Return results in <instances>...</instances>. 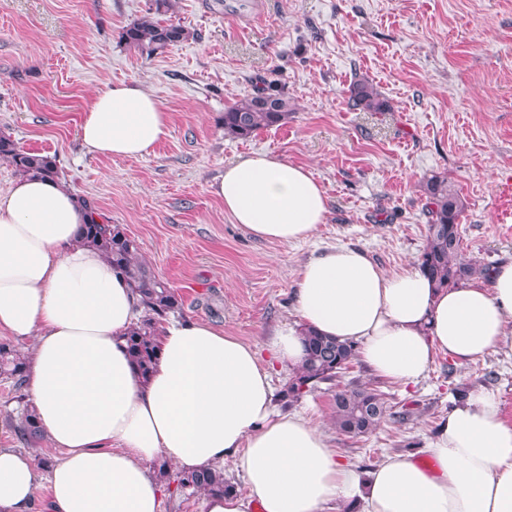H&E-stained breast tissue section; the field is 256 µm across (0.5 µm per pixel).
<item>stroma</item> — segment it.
<instances>
[{"mask_svg":"<svg viewBox=\"0 0 512 512\" xmlns=\"http://www.w3.org/2000/svg\"><path fill=\"white\" fill-rule=\"evenodd\" d=\"M153 0H0V132L24 151L55 158L62 184L118 224L138 256L171 286L176 315L208 322L271 363L269 335L295 319L300 266L333 247L358 248L384 271L417 263L427 238L424 183L447 179L463 203L465 259L512 261V0H172L161 19L186 40L145 57L120 40ZM262 75L294 111L246 139L225 136V106ZM366 80L385 112L350 108ZM134 82L170 116L169 135L138 158L89 153L77 130L103 82ZM266 152L305 166L329 213L307 240L268 243L224 211L211 189L241 154ZM276 408L322 427L355 469L388 454L427 461L455 401L486 388L512 425V347L474 362L436 352L428 374L402 385L356 360L346 381L371 384L391 410L352 438L333 420L330 383L298 400L293 371L272 365ZM20 399L0 378V448H24Z\"/></svg>","mask_w":512,"mask_h":512,"instance_id":"stroma-1","label":"stroma"}]
</instances>
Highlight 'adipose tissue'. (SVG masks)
Instances as JSON below:
<instances>
[{"label":"adipose tissue","mask_w":512,"mask_h":512,"mask_svg":"<svg viewBox=\"0 0 512 512\" xmlns=\"http://www.w3.org/2000/svg\"><path fill=\"white\" fill-rule=\"evenodd\" d=\"M169 134L161 105L135 84H103L80 137L90 153L142 157ZM224 210L254 237L310 238L325 223V193L304 166L265 152L239 156L213 186ZM89 213L56 180L24 176L0 193V333L28 340L29 408L60 456L0 448V512H162L175 472H223L233 459L246 493L207 495L202 512H512V426L495 393L452 407L424 466L392 454L360 475L303 416L274 407L272 375L251 346L202 321L159 324L158 359L134 368L124 337L145 315L138 294L80 229ZM298 324L271 339L298 367L304 330L361 347L379 376L424 377L435 352L459 363L512 335V264L490 285L439 289L416 267L387 273L365 252L339 247L298 271Z\"/></svg>","instance_id":"obj_1"}]
</instances>
